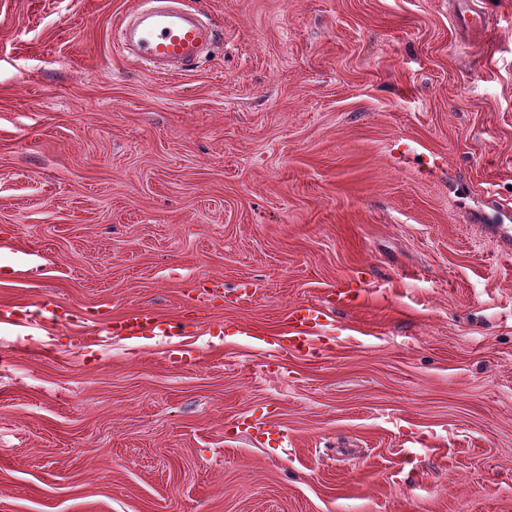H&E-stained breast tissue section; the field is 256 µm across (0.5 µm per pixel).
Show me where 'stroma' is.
<instances>
[{
    "label": "stroma",
    "instance_id": "obj_1",
    "mask_svg": "<svg viewBox=\"0 0 512 512\" xmlns=\"http://www.w3.org/2000/svg\"><path fill=\"white\" fill-rule=\"evenodd\" d=\"M138 2L0 0V512H512V0H185L173 75ZM218 38V30L203 23L198 12L182 7H157L136 14L124 25L123 42L159 73L166 66H190L201 50ZM103 328L97 330L101 336H124L137 339L144 336H177L181 325L159 314L149 305H140L131 313L120 317L111 316L102 323ZM288 320L292 330L273 334L266 343L277 354L306 355L315 348L312 337L326 330L329 313L321 304L298 305L289 312Z\"/></svg>",
    "mask_w": 512,
    "mask_h": 512
}]
</instances>
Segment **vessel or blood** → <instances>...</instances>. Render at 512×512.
<instances>
[{
	"mask_svg": "<svg viewBox=\"0 0 512 512\" xmlns=\"http://www.w3.org/2000/svg\"><path fill=\"white\" fill-rule=\"evenodd\" d=\"M217 30L203 23L196 11L182 7H157L137 13L134 21L125 23V44L134 46L138 57L151 63L156 72H166L169 65L190 66L201 50L215 41ZM362 292L336 288L326 295L325 304L294 307L288 314L289 331L271 335L268 343L279 354H308L312 338L329 323L328 306L358 305ZM180 325L159 314L149 305L137 307L120 317H108L101 330L105 336L137 339L144 336L171 337L179 335Z\"/></svg>",
	"mask_w": 512,
	"mask_h": 512,
	"instance_id": "obj_1",
	"label": "vessel or blood"
}]
</instances>
